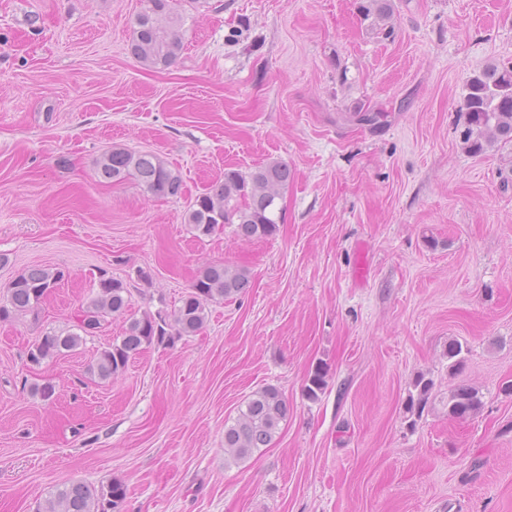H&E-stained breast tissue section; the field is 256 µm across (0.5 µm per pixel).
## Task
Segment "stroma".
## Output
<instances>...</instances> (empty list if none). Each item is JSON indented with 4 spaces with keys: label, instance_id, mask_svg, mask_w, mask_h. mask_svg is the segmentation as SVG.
I'll return each mask as SVG.
<instances>
[{
    "label": "stroma",
    "instance_id": "obj_1",
    "mask_svg": "<svg viewBox=\"0 0 512 512\" xmlns=\"http://www.w3.org/2000/svg\"><path fill=\"white\" fill-rule=\"evenodd\" d=\"M392 2L388 38L359 0H177L185 47L160 71L129 52L142 0H0V289L70 273L39 316L0 322V512L73 480L122 482L126 512H512V148L460 144L469 78L512 64V0ZM115 147L159 155L182 195L102 182ZM271 161L291 171L276 234L197 237L195 197ZM210 264L252 286L196 335L100 382L87 369L125 327L109 317L28 363L100 277L127 284L130 314H168ZM420 373L434 388L415 419ZM46 382L47 401L31 392ZM269 384L287 423L226 463L225 425ZM459 384L482 402L464 421L445 406ZM329 383L327 363L318 361L312 365L302 389L304 397L309 401H317L325 392Z\"/></svg>",
    "mask_w": 512,
    "mask_h": 512
}]
</instances>
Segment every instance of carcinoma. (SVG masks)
Wrapping results in <instances>:
<instances>
[{
	"label": "carcinoma",
	"mask_w": 512,
	"mask_h": 512,
	"mask_svg": "<svg viewBox=\"0 0 512 512\" xmlns=\"http://www.w3.org/2000/svg\"><path fill=\"white\" fill-rule=\"evenodd\" d=\"M359 11L364 19L386 21L393 11L392 0H362ZM184 16L174 0H143L141 10L131 22L129 50L147 69L173 65L183 50L181 30ZM467 123L461 134L462 148L482 155L499 143H512V65L488 64L478 69L467 82L464 98ZM100 177L112 184L132 180L143 191L156 197H178L183 192L179 173L151 152H135L114 147L97 161ZM291 173L282 162L271 161L248 173L224 172V180L195 198L186 214L198 236H208L224 224L234 225V233L244 239H262L275 234L280 220L276 200L288 187ZM65 277L64 270L35 266L20 274L5 287L0 300V321L19 315L38 313L43 300ZM251 287L244 268L214 264L201 270L190 291L170 316L144 314L127 320L124 333L103 348L90 367V375L101 381L123 371L129 360L153 344H171L183 336L200 331L206 321L207 306L216 300H229ZM130 306V291L117 279L101 278L94 298L83 310L77 331L65 335L46 334L28 350L34 365L77 349L84 337L99 328L109 314L123 316ZM329 383L327 364L312 365L302 389L309 401H317ZM416 394L409 395L406 413L420 417L425 412L433 380L421 373L413 382ZM448 416L467 419L481 407L478 391L459 385L448 392ZM290 406L279 388L266 385L244 402L234 423L224 427V454L235 464L251 458L270 446ZM126 489L119 481L100 487L73 481L38 502L35 512H121Z\"/></svg>",
	"instance_id": "carcinoma-1"
}]
</instances>
